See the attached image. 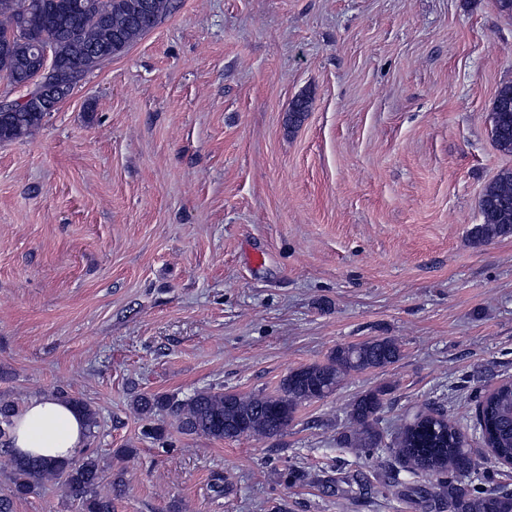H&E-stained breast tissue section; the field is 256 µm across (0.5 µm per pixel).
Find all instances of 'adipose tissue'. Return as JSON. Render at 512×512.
<instances>
[{
    "label": "adipose tissue",
    "mask_w": 512,
    "mask_h": 512,
    "mask_svg": "<svg viewBox=\"0 0 512 512\" xmlns=\"http://www.w3.org/2000/svg\"><path fill=\"white\" fill-rule=\"evenodd\" d=\"M88 429L83 415L65 399L30 397L13 420L12 444L16 455H40L60 461L78 456Z\"/></svg>",
    "instance_id": "adipose-tissue-1"
}]
</instances>
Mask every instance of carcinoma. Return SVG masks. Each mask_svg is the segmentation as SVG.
Here are the masks:
<instances>
[{
	"mask_svg": "<svg viewBox=\"0 0 512 512\" xmlns=\"http://www.w3.org/2000/svg\"><path fill=\"white\" fill-rule=\"evenodd\" d=\"M174 9V0H0V73L14 86L36 75L40 68L37 48L49 44L55 67L48 83L69 96L90 72L121 54L153 30ZM0 114V142L31 135L48 116L34 103ZM305 97L296 99L288 113V126H299L309 112ZM491 137L496 148L512 154V82L497 89L491 113ZM483 222L471 230L478 244L512 236V169L500 171L486 185L479 199ZM401 348L390 337L338 346L324 363L292 370L278 393L249 396L211 390L186 399L167 395H139L134 409L150 419L165 411L186 435L212 439L242 436L275 438L283 435L304 403L322 400L336 391L353 372L383 369L399 360ZM390 387L362 392L348 410V425L337 441L345 448L369 454L385 445L378 428ZM480 435L500 458L512 457V384L500 383L481 400ZM18 413L12 401L0 399V439L10 437ZM389 448L415 473L439 477L441 494L448 498V512H512V494L486 488L474 494L458 477L473 465L458 423L442 412L418 413L405 423ZM102 469L97 456L83 451L78 457L57 462L42 457H13L11 486L0 494V512H12L13 500L35 492L48 481L61 484L78 500L79 512H113L112 495L98 491Z\"/></svg>",
	"mask_w": 512,
	"mask_h": 512,
	"instance_id": "obj_1",
	"label": "carcinoma"
}]
</instances>
